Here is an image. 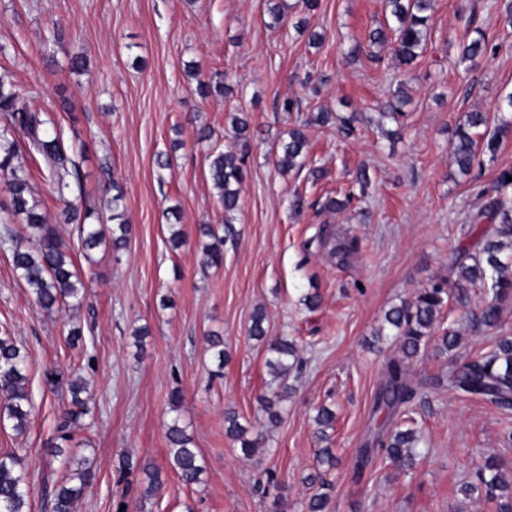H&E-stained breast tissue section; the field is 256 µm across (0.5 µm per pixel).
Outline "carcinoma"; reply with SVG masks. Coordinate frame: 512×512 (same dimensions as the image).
<instances>
[{"instance_id":"cac0c4a2","label":"carcinoma","mask_w":512,"mask_h":512,"mask_svg":"<svg viewBox=\"0 0 512 512\" xmlns=\"http://www.w3.org/2000/svg\"><path fill=\"white\" fill-rule=\"evenodd\" d=\"M391 23L386 29L370 32L369 40L382 45L390 40L394 44L393 58L400 65H413L422 55L434 11V0H386ZM475 36L460 46L459 62L474 61L480 56L494 55L500 45L488 41L484 31L474 30ZM408 102L403 84H397L393 102L383 116L399 121L402 109ZM498 126L491 134L479 132L488 127L490 117L485 112H470L464 123L455 130L453 158L458 171L467 175L474 167L477 154L492 161L500 146V135L512 127V116L496 115ZM64 129L51 117L32 111L26 102V92L17 84L0 76V179L5 181L11 201V216L20 220L28 231L23 235L11 225L0 228V247L10 251L18 276L29 287L33 302L44 315L50 316L63 307L79 308L86 300V286L74 269L73 260L56 227L50 223L33 199L28 179V168L20 162L26 158L40 166L55 184L56 194L63 202L60 219L72 224L77 231L82 250L86 253L98 248L122 249L130 232L124 206V191L112 183V197L107 201L109 213L93 215L80 211L69 199L72 183L80 182L78 165L67 155ZM278 165L283 169L301 167L309 161L310 146L299 128L288 131V139L277 146ZM245 153L231 148L213 150L209 154V179L217 190L224 215L236 211L240 201ZM512 169L501 170L492 187L484 188L483 207L469 215L471 231L479 232L475 242L479 257L474 263L464 261L467 251H462L454 262L456 285L481 283L488 288L489 296L480 313L474 316L475 324L486 329L500 325L503 304L512 298V200L506 201L503 193L512 190ZM96 217L97 223L88 219ZM202 252L206 263L218 266L224 260V243L234 238L230 220L215 227L201 224L198 227ZM316 245L329 248L331 257L340 263L353 258L360 250L355 236L317 235L306 242V247ZM448 290L443 283L424 288L411 299L403 300L384 314V329L378 335H387L399 347L402 357L389 358L384 364V383L375 396L373 411L386 412V428L376 433L375 453L396 467L413 465L421 456L419 445L423 437L410 426L406 418L410 405L417 395V388L409 381L406 361L419 356L439 323V315L447 304ZM266 311L258 308L251 317L250 336H265L263 323ZM271 356L266 361L271 376V394L282 398L288 394L290 377L303 367L297 341L281 336L269 347ZM29 354L10 336H0V427L11 428L21 434L34 409L32 392L28 389ZM84 381L79 378L71 383V400L63 413L58 431L60 439L70 442L67 431L90 414L87 401L80 398ZM424 386L433 390L444 388L465 397H476L504 411H512V335L498 337L495 348L488 354L465 361L451 360L448 372L430 377ZM334 414L325 407L318 408L314 417L316 433L327 439L326 431L332 428ZM227 436L240 443L242 452L250 456L258 440L247 438L248 427L240 422V415L230 410L224 415ZM166 438L172 464L187 485L200 482L204 467L187 429L175 418L167 428ZM51 456L60 459L65 467V477L54 488L51 498L52 512H75L76 504L91 487L92 461L78 453V447L64 448L55 445L48 449ZM30 473L23 466L16 449L0 451V512H26ZM311 489L308 512H327L332 486L321 473L308 476ZM461 493L468 497L484 498L497 502L496 512H512V480H505L503 472L490 458L475 472L474 479L461 485Z\"/></svg>"}]
</instances>
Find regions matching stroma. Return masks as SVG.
<instances>
[{
  "instance_id": "35a3bbf8",
  "label": "stroma",
  "mask_w": 512,
  "mask_h": 512,
  "mask_svg": "<svg viewBox=\"0 0 512 512\" xmlns=\"http://www.w3.org/2000/svg\"><path fill=\"white\" fill-rule=\"evenodd\" d=\"M271 27L267 0H0V75L27 91L36 112L51 114L72 144L81 209L103 206L101 186L113 176L125 192L132 230L119 251L84 255L51 184L30 166L34 199L58 231L88 294L79 309L47 316L0 250V332L8 331L31 356L29 389L35 409L24 433L0 429V449L17 448L33 476L31 512H51L50 492L64 469L48 453L57 441L68 384L81 377L91 412L75 436L92 461L90 491L76 512H116L121 499L138 512H307L306 477L318 471L315 452L328 445L336 465L322 471L334 487L328 512H495L464 497L487 457L512 478V446L502 441L512 414L448 391L423 389L413 416L424 453L407 471L380 459L360 464L358 450L380 421L371 404L382 368L398 350L375 339L385 312L437 280L452 277L459 250L469 248L468 215L484 203L483 186L512 168V135L494 161L461 175L451 156L452 133L466 113L494 111L512 91V27L496 0H436L424 52L410 70L392 61V45L373 46L369 32L385 23L384 0H320L310 26L323 32L309 45L295 24ZM481 28L500 44L497 55L459 62L460 44ZM81 55L88 67L71 71ZM312 84H305L306 74ZM406 81L411 101L400 122L384 119L390 91ZM225 85V96H202L198 83ZM297 100L294 112L284 99ZM327 125L310 123L318 110ZM249 123L239 207L225 213L208 178L207 155L233 142L231 114ZM355 116L347 138L340 118ZM305 124L312 153L324 170L280 169L276 145ZM207 127L212 138L198 139ZM171 165L159 169V154ZM366 169L363 202L331 213L338 195ZM177 209L185 243L171 249L166 221ZM231 219L236 235L220 267L206 266L198 227ZM357 236L359 253L337 265L327 249L304 250L321 226ZM321 297L306 307L307 293ZM484 288L452 290L440 317L457 330L456 356L489 352L497 333L512 334V302L499 331L472 323ZM264 307L265 337L249 335L251 315ZM86 328L70 343L72 323ZM145 326L149 334L135 340ZM224 339L227 357L216 365L206 338ZM295 337L303 369L293 392L266 413L268 345ZM376 340V339H375ZM439 336L410 366L412 379L447 371L451 356ZM181 391L172 407V391ZM335 414L327 443L317 440L318 407ZM246 419L263 440L253 456L225 433L224 413ZM180 418L204 467L198 484L184 485L169 456L166 430ZM133 453L141 469L123 476L120 457ZM160 487L145 498L147 468ZM278 481L266 483L265 470Z\"/></svg>"
}]
</instances>
